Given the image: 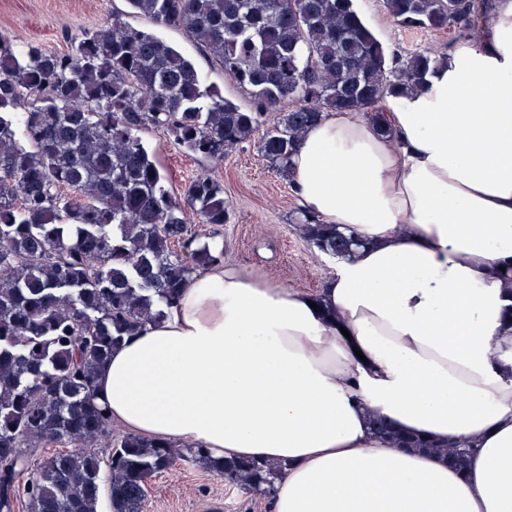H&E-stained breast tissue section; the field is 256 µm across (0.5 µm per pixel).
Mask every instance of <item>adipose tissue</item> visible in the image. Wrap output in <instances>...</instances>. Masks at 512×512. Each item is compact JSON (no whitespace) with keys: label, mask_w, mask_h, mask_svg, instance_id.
<instances>
[{"label":"adipose tissue","mask_w":512,"mask_h":512,"mask_svg":"<svg viewBox=\"0 0 512 512\" xmlns=\"http://www.w3.org/2000/svg\"><path fill=\"white\" fill-rule=\"evenodd\" d=\"M388 106L394 138L333 112L290 160L302 206L358 241L319 293L206 269L97 394L131 433L283 463L271 512H512V0ZM373 414L468 447L465 470ZM372 425L376 434L383 435L389 437L393 440L397 447L400 448H422L425 450H429L435 454L446 456L448 461H450L455 466L460 468L463 467L466 459V452L457 448H439L433 442L422 441L420 439H414L409 437H403L396 432H393L389 426L379 417H374L372 419Z\"/></svg>","instance_id":"adipose-tissue-1"}]
</instances>
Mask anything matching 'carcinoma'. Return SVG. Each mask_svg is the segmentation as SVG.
<instances>
[{
	"label": "carcinoma",
	"mask_w": 512,
	"mask_h": 512,
	"mask_svg": "<svg viewBox=\"0 0 512 512\" xmlns=\"http://www.w3.org/2000/svg\"><path fill=\"white\" fill-rule=\"evenodd\" d=\"M157 28L206 48L247 93L246 109L203 84L194 64L121 17L66 52L16 46L0 35V512H140L149 479L182 461L249 493L272 495L282 464L218 463L201 446L136 434L112 443L95 378L122 341L177 302L197 272L224 258L204 239L229 220L209 171L177 201L139 132L153 128L215 165L256 136L285 175L308 130L330 112H361L389 132L383 102L418 90L444 60L391 51L355 0H127ZM404 31L466 39L488 21L487 0H384ZM199 224L200 231L194 228ZM299 234L337 259L354 240L301 210ZM377 434L463 467L466 452L403 437L379 417ZM110 449L108 472L86 450ZM68 449L32 462L28 449ZM27 480H21L26 472Z\"/></svg>",
	"instance_id": "1"
}]
</instances>
